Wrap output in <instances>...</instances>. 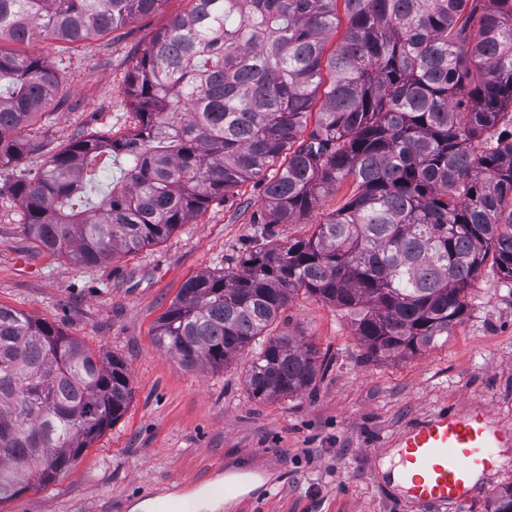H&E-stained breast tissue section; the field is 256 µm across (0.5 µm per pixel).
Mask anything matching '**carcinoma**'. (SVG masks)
Wrapping results in <instances>:
<instances>
[{
  "label": "carcinoma",
  "instance_id": "obj_1",
  "mask_svg": "<svg viewBox=\"0 0 512 512\" xmlns=\"http://www.w3.org/2000/svg\"><path fill=\"white\" fill-rule=\"evenodd\" d=\"M166 2L0 0V35L76 44ZM58 88L42 60L0 54L1 164L22 160L21 131ZM126 91L130 132L75 141L12 193L45 252L98 265L266 183V230L236 269L194 276L157 321L155 344L184 368L222 367L263 336L248 392L292 396L323 366L314 344L270 335L299 293L349 313L380 360L448 335L487 262L512 281V0H194ZM108 165L121 179L102 194ZM345 180L346 202L310 235L270 239ZM131 395L121 357L0 304V503L59 480ZM490 512H512V486Z\"/></svg>",
  "mask_w": 512,
  "mask_h": 512
}]
</instances>
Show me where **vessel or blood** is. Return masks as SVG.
<instances>
[{
    "label": "vessel or blood",
    "instance_id": "b4317fda",
    "mask_svg": "<svg viewBox=\"0 0 512 512\" xmlns=\"http://www.w3.org/2000/svg\"><path fill=\"white\" fill-rule=\"evenodd\" d=\"M510 444L512 432L498 428L488 411L463 415L443 407L398 438L407 491L420 502L466 506L476 493L475 474L495 470L499 449Z\"/></svg>",
    "mask_w": 512,
    "mask_h": 512
}]
</instances>
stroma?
I'll return each instance as SVG.
<instances>
[{"label": "stroma", "instance_id": "1", "mask_svg": "<svg viewBox=\"0 0 512 512\" xmlns=\"http://www.w3.org/2000/svg\"><path fill=\"white\" fill-rule=\"evenodd\" d=\"M192 0H166L112 33L65 48L40 36L0 39V54L44 61L60 79L47 112L27 130L30 149L0 167V304L59 327L93 350L127 364L132 397L125 414L54 484L23 491L0 512H110L116 501L171 491L223 490L224 475L254 471L277 486L235 499L230 512H487L512 485V445L468 506H426L383 473L400 432L443 404L485 409L512 429V282L485 267L466 292L468 310L447 339L418 353L366 359L351 320L336 306L295 296L274 333L304 337L325 357L311 390L267 402L245 385L248 355L224 367L186 369L153 339L158 318L184 283L203 272H229L262 227L263 187L250 181L230 200L216 197L165 241L96 266L51 255L24 230V211L9 191L77 139L117 138L136 123L126 77L139 53ZM349 182L321 197L294 224H277L285 243L311 234L346 201Z\"/></svg>", "mask_w": 512, "mask_h": 512}]
</instances>
